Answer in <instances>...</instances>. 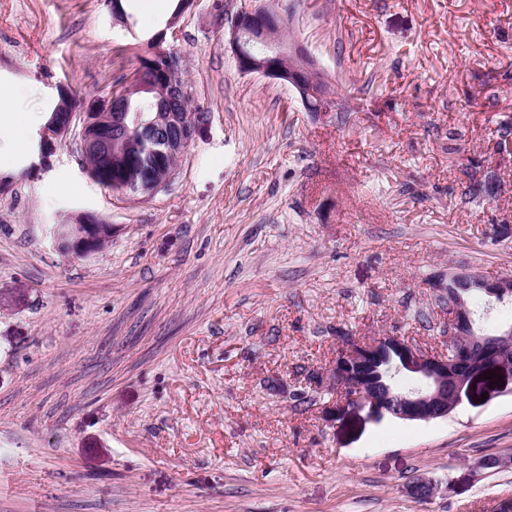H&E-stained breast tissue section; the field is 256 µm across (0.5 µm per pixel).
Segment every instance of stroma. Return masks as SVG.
<instances>
[{
    "label": "stroma",
    "instance_id": "obj_1",
    "mask_svg": "<svg viewBox=\"0 0 512 512\" xmlns=\"http://www.w3.org/2000/svg\"><path fill=\"white\" fill-rule=\"evenodd\" d=\"M249 0H0V512H495L512 391L428 422L328 421L340 338L445 350L448 275L512 274V0H262L350 120L241 73L224 22ZM165 30L209 124L171 183L114 193L62 144L65 84L106 96ZM481 165L494 195L462 206ZM90 211L99 254L53 228Z\"/></svg>",
    "mask_w": 512,
    "mask_h": 512
}]
</instances>
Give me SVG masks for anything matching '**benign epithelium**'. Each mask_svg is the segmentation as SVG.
Segmentation results:
<instances>
[{
  "label": "benign epithelium",
  "mask_w": 512,
  "mask_h": 512,
  "mask_svg": "<svg viewBox=\"0 0 512 512\" xmlns=\"http://www.w3.org/2000/svg\"><path fill=\"white\" fill-rule=\"evenodd\" d=\"M286 18L272 16L263 7H243L231 18L227 32L228 48L233 54L237 68L244 74H260L273 81L296 87L304 95L318 97L315 83L311 80L318 72L314 61L304 47L298 43L285 44L282 30ZM152 55L163 59L168 70L152 77L143 72L134 75L124 85L116 88L110 96L100 100L95 97L86 101L81 110L69 107L59 118L40 131L38 162L33 167L48 169L57 148L76 135L78 149L85 156L91 150L112 146L129 129V123L142 128V137L147 140L155 132V121H145L142 113L130 112L129 94L137 88H148L158 98L168 102L190 99L186 84L178 76V59L166 45V31L158 32ZM164 138L159 140L157 154L160 157L181 155L189 148L207 124L197 121L186 125L177 112L165 117ZM173 173L159 181L136 178L125 184V189L136 195H154L171 180ZM112 236V225L93 212H83L79 222L66 227L63 237L74 240L67 253L76 252L90 256L97 242ZM466 313L452 317L448 335L452 344V355L430 352L414 344L406 336H382L371 342L353 336L342 341L332 360L327 390L340 396L336 400V414H358L366 412V418L380 420L391 414L405 421H430L448 416V395H453L456 405L479 394L478 385L482 377L475 373L473 351L491 346L489 336H462L460 329L469 327ZM392 347L399 356L395 370L388 373L387 381L381 382L383 395H371L367 377L362 370L373 365L382 349ZM412 379L414 384L401 387L399 380ZM512 466V455L492 453L478 459L475 468L487 473Z\"/></svg>",
  "instance_id": "benign-epithelium-1"
}]
</instances>
